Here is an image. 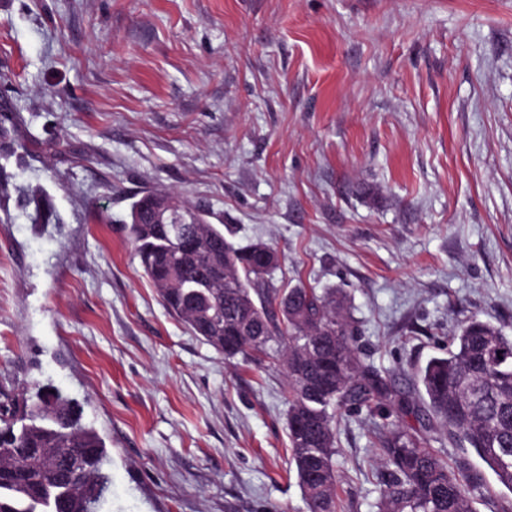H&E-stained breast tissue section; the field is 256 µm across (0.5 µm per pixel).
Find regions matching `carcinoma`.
Listing matches in <instances>:
<instances>
[{
	"label": "carcinoma",
	"mask_w": 512,
	"mask_h": 512,
	"mask_svg": "<svg viewBox=\"0 0 512 512\" xmlns=\"http://www.w3.org/2000/svg\"><path fill=\"white\" fill-rule=\"evenodd\" d=\"M178 193L148 192L130 210L128 233L165 309L227 358L282 360L288 377V437L308 512H339L336 430L350 412L410 407L391 378L365 363L345 300L334 292L277 288L260 268L263 242L241 247L196 207L200 252L176 253L150 223L149 203ZM426 410L448 438L473 450L512 493V336L473 316L444 356L414 374ZM389 469L379 512H474L478 474H456L424 438L397 426L379 437ZM107 449L82 410L42 387L22 414L0 405V512H97L109 487Z\"/></svg>",
	"instance_id": "carcinoma-1"
}]
</instances>
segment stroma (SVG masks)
I'll use <instances>...</instances> for the list:
<instances>
[{
    "mask_svg": "<svg viewBox=\"0 0 512 512\" xmlns=\"http://www.w3.org/2000/svg\"><path fill=\"white\" fill-rule=\"evenodd\" d=\"M149 189L272 245L275 286L341 291L421 405L462 320L512 334V0H0V404H81L102 512H308L283 365L226 358L143 274ZM398 422L341 420V512H377Z\"/></svg>",
    "mask_w": 512,
    "mask_h": 512,
    "instance_id": "stroma-1",
    "label": "stroma"
}]
</instances>
